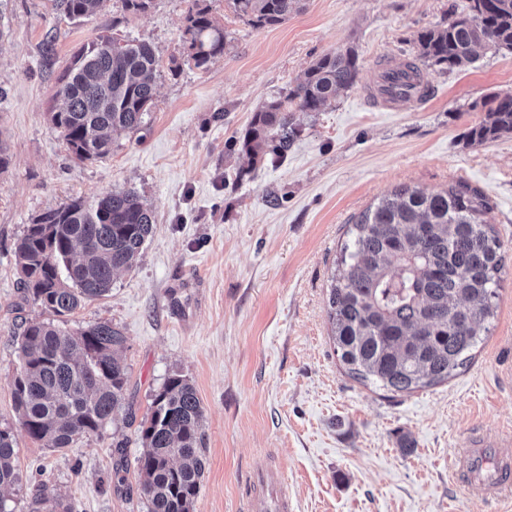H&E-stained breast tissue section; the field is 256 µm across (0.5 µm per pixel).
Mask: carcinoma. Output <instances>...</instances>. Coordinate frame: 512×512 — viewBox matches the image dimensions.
Returning <instances> with one entry per match:
<instances>
[{
  "mask_svg": "<svg viewBox=\"0 0 512 512\" xmlns=\"http://www.w3.org/2000/svg\"><path fill=\"white\" fill-rule=\"evenodd\" d=\"M108 0H53L75 22ZM302 0H233L257 27L279 25ZM187 61L205 68L224 53V31L200 0H188ZM418 56L450 68L474 62L481 48L512 51V0H472L468 18L417 36ZM359 69L351 48L327 53L283 99L256 112L241 141L251 163L284 157L297 133L294 111L320 112L352 88ZM162 77L145 39L99 36L82 45L58 79L50 121L72 157L101 159L114 135L140 129ZM473 144L512 134V92L484 102ZM484 197L465 183L444 191L402 187L368 207L349 229L329 288L336 350L349 373L393 392L448 379L477 343V327L493 315L503 258L494 229L479 220ZM155 216L133 190L112 191L48 210L27 225L14 247L24 288L50 315L30 319L19 335L21 363L12 383L18 422L46 448L62 451L98 434L121 407L127 368L125 337L109 322L75 332L63 328L88 301L109 293L113 276L133 266ZM204 410L179 375L154 396L141 431L140 490L148 512H193L207 458ZM13 434L0 429V512L4 492L22 483Z\"/></svg>",
  "mask_w": 512,
  "mask_h": 512,
  "instance_id": "obj_1",
  "label": "carcinoma"
}]
</instances>
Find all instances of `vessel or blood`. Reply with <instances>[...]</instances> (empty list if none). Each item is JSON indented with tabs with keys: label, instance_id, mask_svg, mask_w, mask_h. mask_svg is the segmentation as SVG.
I'll use <instances>...</instances> for the list:
<instances>
[{
	"label": "vessel or blood",
	"instance_id": "b4317fda",
	"mask_svg": "<svg viewBox=\"0 0 512 512\" xmlns=\"http://www.w3.org/2000/svg\"><path fill=\"white\" fill-rule=\"evenodd\" d=\"M384 100L401 104L421 98L422 87L412 86L401 68L393 67L380 77ZM467 485L480 486L489 498L512 489V437H470L466 451L455 463ZM283 473L270 466L255 468L247 481V512H288L290 505Z\"/></svg>",
	"mask_w": 512,
	"mask_h": 512
}]
</instances>
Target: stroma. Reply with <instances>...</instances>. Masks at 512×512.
Returning a JSON list of instances; mask_svg holds the SVG:
<instances>
[{
	"label": "stroma",
	"instance_id": "stroma-1",
	"mask_svg": "<svg viewBox=\"0 0 512 512\" xmlns=\"http://www.w3.org/2000/svg\"><path fill=\"white\" fill-rule=\"evenodd\" d=\"M224 52L199 70L172 69L186 40L185 0L141 14L120 0L76 24L52 0H0V429L18 448L11 512H147L139 489L141 429L168 377L192 383L204 409L207 465L194 512H242L257 464L280 468L289 512H512L463 487L452 470L467 433L512 435V135L467 139L484 101L512 92V52L462 68L422 64L428 93L388 110L373 101L391 61L415 60L419 31L468 12L470 0H304L284 23L256 28L232 0H206ZM108 34L150 41L163 77L141 130L103 159L73 160L49 112L58 77L82 44ZM350 48L356 85L324 111L296 115L284 158L254 166L240 140L255 112L285 97L324 54ZM465 183L504 268L494 317L448 380L392 393L350 377L336 351L328 288L355 218L398 187ZM138 191L156 222L132 270L70 316L75 330L119 328L123 408L63 451L20 428L12 400L27 299L14 244L39 214L78 198ZM413 444L403 452L402 440Z\"/></svg>",
	"mask_w": 512,
	"mask_h": 512
}]
</instances>
